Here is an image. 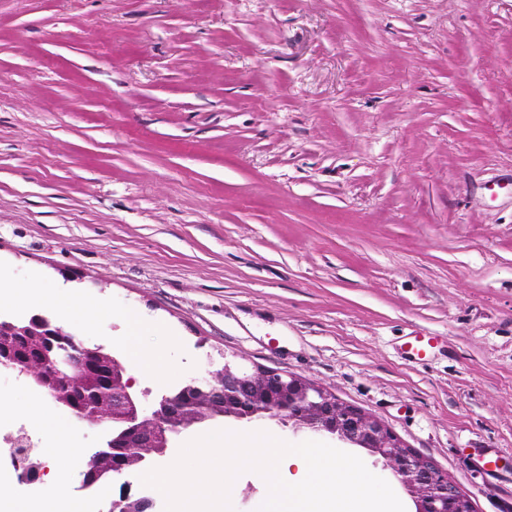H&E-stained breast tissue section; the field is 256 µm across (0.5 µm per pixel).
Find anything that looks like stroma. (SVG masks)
I'll use <instances>...</instances> for the list:
<instances>
[{
  "instance_id": "35a3bbf8",
  "label": "stroma",
  "mask_w": 512,
  "mask_h": 512,
  "mask_svg": "<svg viewBox=\"0 0 512 512\" xmlns=\"http://www.w3.org/2000/svg\"><path fill=\"white\" fill-rule=\"evenodd\" d=\"M0 275L150 324L147 404L301 376L507 512L512 0H0Z\"/></svg>"
}]
</instances>
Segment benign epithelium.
<instances>
[{"label": "benign epithelium", "mask_w": 512, "mask_h": 512, "mask_svg": "<svg viewBox=\"0 0 512 512\" xmlns=\"http://www.w3.org/2000/svg\"><path fill=\"white\" fill-rule=\"evenodd\" d=\"M39 374L31 379L68 380L90 363L88 343L77 336L62 339L58 346L39 353ZM195 392L180 399L162 397L147 409L133 390L131 380L119 378L112 388V401L123 409L124 438L115 442L112 464L105 471L109 480L129 473L123 449L140 446L149 449L139 460L150 466L167 457L182 435L203 429L217 420L233 419L246 424L271 421L295 432L311 430L346 444L363 448L377 457L410 495L415 512H473L470 495L448 479L431 459L403 445L383 424L361 408L347 404L327 389L298 376H284L272 370H244L224 362L221 376L193 382ZM197 395L208 397V414L192 416ZM132 484L120 485L110 512H128L135 504Z\"/></svg>", "instance_id": "7a95c632"}]
</instances>
